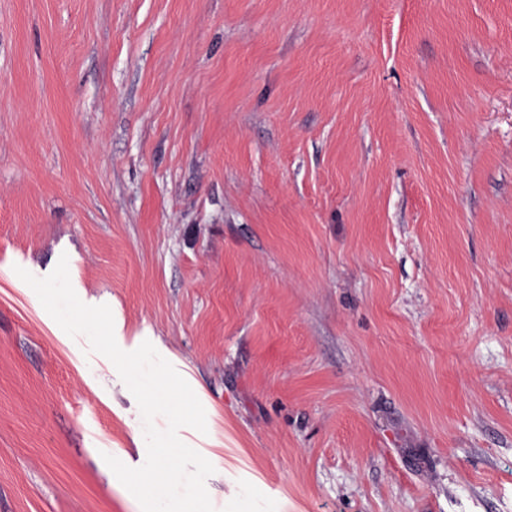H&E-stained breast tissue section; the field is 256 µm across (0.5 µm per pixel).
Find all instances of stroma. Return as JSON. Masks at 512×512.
Listing matches in <instances>:
<instances>
[{"label":"stroma","mask_w":512,"mask_h":512,"mask_svg":"<svg viewBox=\"0 0 512 512\" xmlns=\"http://www.w3.org/2000/svg\"><path fill=\"white\" fill-rule=\"evenodd\" d=\"M63 255L216 512H512V0H0V512H141Z\"/></svg>","instance_id":"obj_1"}]
</instances>
